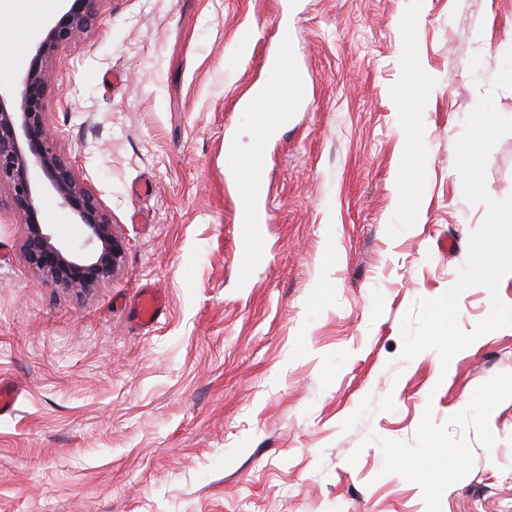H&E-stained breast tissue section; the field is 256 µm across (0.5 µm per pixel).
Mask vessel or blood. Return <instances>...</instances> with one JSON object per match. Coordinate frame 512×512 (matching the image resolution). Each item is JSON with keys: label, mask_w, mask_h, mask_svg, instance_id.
<instances>
[{"label": "vessel or blood", "mask_w": 512, "mask_h": 512, "mask_svg": "<svg viewBox=\"0 0 512 512\" xmlns=\"http://www.w3.org/2000/svg\"><path fill=\"white\" fill-rule=\"evenodd\" d=\"M265 70L264 84L241 103L242 110L250 113L256 131L254 148L242 161L234 182L237 198L249 204L248 209L242 212L243 246L239 254L241 265L246 269L252 268L258 260L257 247L268 222L270 196L263 176L266 143L287 123L292 112L298 111L301 85L305 79L299 64L288 61L277 52L267 58ZM165 309V297L160 291H142L137 302V316L142 325H155Z\"/></svg>", "instance_id": "obj_1"}]
</instances>
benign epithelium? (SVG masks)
Instances as JSON below:
<instances>
[{"mask_svg":"<svg viewBox=\"0 0 512 512\" xmlns=\"http://www.w3.org/2000/svg\"><path fill=\"white\" fill-rule=\"evenodd\" d=\"M100 0H70L61 17L41 26L34 53L22 70L19 88L0 89V185L25 230L24 256L43 277L76 293L112 279L125 243L99 197L74 173L75 161L60 154L44 118L50 87L46 64L61 44L90 29ZM55 196L84 227L86 240L72 246L57 240L42 222V199Z\"/></svg>","mask_w":512,"mask_h":512,"instance_id":"benign-epithelium-1","label":"benign epithelium"}]
</instances>
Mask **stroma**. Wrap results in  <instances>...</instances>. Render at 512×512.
<instances>
[{
    "instance_id": "1",
    "label": "stroma",
    "mask_w": 512,
    "mask_h": 512,
    "mask_svg": "<svg viewBox=\"0 0 512 512\" xmlns=\"http://www.w3.org/2000/svg\"><path fill=\"white\" fill-rule=\"evenodd\" d=\"M60 4L9 0L0 83L18 82L29 17ZM100 12L50 59L45 118L125 254L102 287H56L26 262L0 189V376L22 388L0 417V512H426L366 438L412 440L427 410L474 455L442 512H512V400L490 415L493 449L450 422L512 373V327L446 367L432 350L399 359L405 313L455 283L487 214L464 195L455 144L512 49V0ZM243 26L258 50L243 53ZM268 50L301 64L303 109L267 144L270 222L245 276L232 179L253 130L238 102ZM485 187L512 195V133ZM148 286L167 309L145 328L132 304Z\"/></svg>"
}]
</instances>
